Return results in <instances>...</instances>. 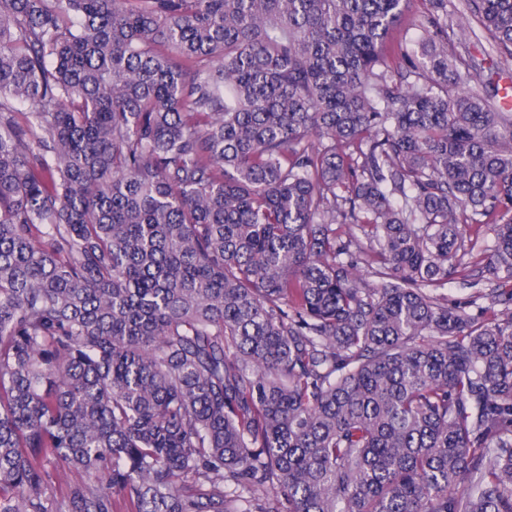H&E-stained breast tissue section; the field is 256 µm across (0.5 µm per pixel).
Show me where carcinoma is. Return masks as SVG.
Returning <instances> with one entry per match:
<instances>
[{"label":"carcinoma","instance_id":"cac0c4a2","mask_svg":"<svg viewBox=\"0 0 512 512\" xmlns=\"http://www.w3.org/2000/svg\"><path fill=\"white\" fill-rule=\"evenodd\" d=\"M408 3L0 0V512H512V0ZM474 30L476 35L472 36L468 48L448 42V53H455L457 56L464 57L467 60L470 57L472 64H476L480 76L478 82L474 85L471 84L475 90L483 92L485 86H498L499 94L494 99L495 106L503 102L502 97L506 91L509 95L511 94L512 104V64L507 66L499 63L500 60L489 41L485 38L483 30L477 25L474 26ZM508 77L511 79V85ZM469 234L472 242L477 238L473 255L468 253L463 257L462 264L457 269L458 272L448 278V284L444 289H438L437 293L447 294L450 303L460 304L465 307L466 312L476 317L491 319L501 307L494 306L490 299H477L476 296L479 293H490L492 288H511V286L508 282L498 287L497 282L487 280L480 269L482 264L475 263L476 253L493 245V235L488 231L487 226L473 225L468 229ZM475 299H477L476 304L472 303Z\"/></svg>","mask_w":512,"mask_h":512}]
</instances>
